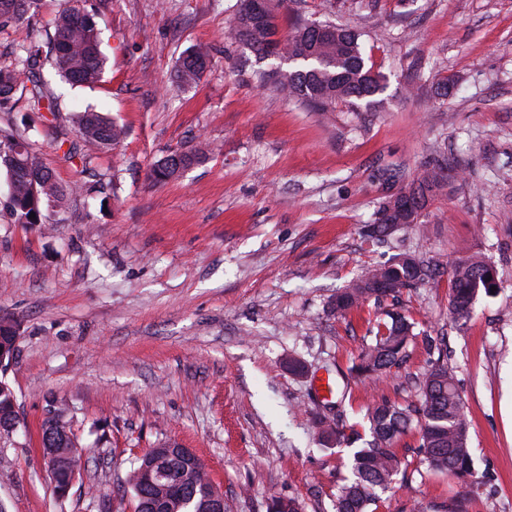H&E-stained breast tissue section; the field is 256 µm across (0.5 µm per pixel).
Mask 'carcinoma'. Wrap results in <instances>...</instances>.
I'll use <instances>...</instances> for the list:
<instances>
[{
    "mask_svg": "<svg viewBox=\"0 0 512 512\" xmlns=\"http://www.w3.org/2000/svg\"><path fill=\"white\" fill-rule=\"evenodd\" d=\"M42 0H0V26L23 22L38 13ZM252 0H242L235 14V42L261 60H275L271 68L259 74L262 86L276 90L307 106L329 112L337 103L363 105L369 109L381 103L386 77L367 64L360 44L361 34L354 28L331 23L298 20L284 30L280 16L269 7L266 20L252 16ZM54 30L51 63L61 81L70 86L97 83L107 66L102 53L100 32L92 14L78 0L58 8L52 19ZM212 62V51L202 45L187 48L175 62L173 81L182 89L198 85ZM43 64L41 46L36 42L24 47L16 63L0 66V105L21 92L30 108L60 116L59 97L40 83L37 74ZM27 78L30 86L22 84ZM76 137L97 151H114L126 138V129L103 110L88 106L69 113ZM211 154L208 144L188 145L160 158L150 169V178L164 184L179 178L186 170L205 163ZM0 168L5 169L12 193L7 201L8 214L15 224H45L47 213L63 210L71 197L83 189L81 181L62 184L53 172L40 164L26 139L11 127H0ZM443 169L436 165L381 202L383 223L374 224L368 236L378 240L406 225L393 221L390 210L395 198L412 192L419 209L427 207L435 190L444 183ZM35 218H30V214ZM488 263L478 256L457 258L448 264L452 283L450 315L456 321L469 318L480 293L489 292L482 272ZM432 275V271L410 255L376 265L341 289L330 301L331 310L340 316L363 302L379 304L401 290L413 288ZM414 325L397 310H386L376 319L372 339L351 367L361 382L384 378L406 363L407 347ZM64 405L44 421L41 444L51 450L60 464L53 474L54 490L64 497L82 467V453L71 431V420L63 418ZM18 420L15 399L10 388L0 382V424ZM369 439L352 455L353 478L338 487L334 512H372L378 506L377 490L386 488L401 466L397 452L400 438L411 430L418 434L417 455L428 468L468 482L471 470L470 422L458 389L454 370L444 355L431 364L419 381L416 399L402 404L383 399L366 409L363 417ZM318 437L339 442L345 433L339 424L320 420L315 423ZM216 490L204 463L180 460L175 450L158 445L134 458L125 484L118 485L121 498H129L133 512H212L211 492ZM267 512H302L295 497L273 496Z\"/></svg>",
    "mask_w": 512,
    "mask_h": 512,
    "instance_id": "cac0c4a2",
    "label": "carcinoma"
}]
</instances>
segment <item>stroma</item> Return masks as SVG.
Segmentation results:
<instances>
[{
  "instance_id": "stroma-1",
  "label": "stroma",
  "mask_w": 512,
  "mask_h": 512,
  "mask_svg": "<svg viewBox=\"0 0 512 512\" xmlns=\"http://www.w3.org/2000/svg\"><path fill=\"white\" fill-rule=\"evenodd\" d=\"M60 0L0 31V65L30 40L49 45ZM102 31L109 67L91 87L44 74L67 109L96 106L127 131L87 171L65 162L45 113L16 101L10 117L62 183L110 184L77 199L46 231L9 223L0 174V323L17 325L11 387L22 420L0 435V503L7 512H131L114 490L132 454L168 442L192 449L224 494V512H267L271 496L304 512H334L352 446L327 449L312 421L324 402L349 422L381 399H413L429 341L445 340L471 421L474 488L420 466L416 434L377 512H512V0H280V15L351 25L387 79L383 102L317 112L262 87L232 43L241 0H82ZM212 48L194 88L172 85L175 59ZM453 76L448 96L437 93ZM214 153L167 184L152 164L199 141ZM449 166L422 211L426 235L364 234L384 196L425 168ZM401 253L433 269L397 310L415 321L406 365L363 384L350 368L369 342L374 304L340 318L339 288ZM482 254L500 287L472 316L448 311L450 256ZM306 362L297 376L288 359ZM66 405L83 470L53 495L41 427ZM106 437L111 455L98 454Z\"/></svg>"
}]
</instances>
